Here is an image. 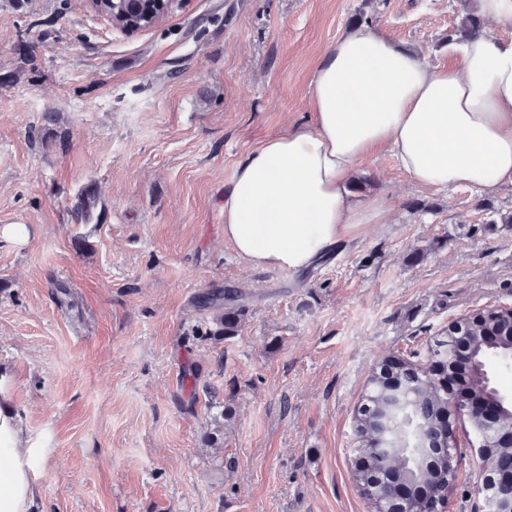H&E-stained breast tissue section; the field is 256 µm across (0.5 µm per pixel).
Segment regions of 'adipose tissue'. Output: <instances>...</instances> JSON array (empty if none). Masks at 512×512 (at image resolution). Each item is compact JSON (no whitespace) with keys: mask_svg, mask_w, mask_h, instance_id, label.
I'll list each match as a JSON object with an SVG mask.
<instances>
[{"mask_svg":"<svg viewBox=\"0 0 512 512\" xmlns=\"http://www.w3.org/2000/svg\"><path fill=\"white\" fill-rule=\"evenodd\" d=\"M311 124L263 140L224 189V237L247 263L301 271L390 204L355 182L390 151L424 189L512 185V39L463 43L437 67L366 27L347 30L310 80ZM35 455L10 407L0 406V512H29Z\"/></svg>","mask_w":512,"mask_h":512,"instance_id":"adipose-tissue-1","label":"adipose tissue"}]
</instances>
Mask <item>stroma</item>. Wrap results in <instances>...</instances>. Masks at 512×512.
Returning <instances> with one entry per match:
<instances>
[{
    "label": "stroma",
    "instance_id": "1",
    "mask_svg": "<svg viewBox=\"0 0 512 512\" xmlns=\"http://www.w3.org/2000/svg\"><path fill=\"white\" fill-rule=\"evenodd\" d=\"M360 9L456 64L462 0H182L134 36L86 0H0V399L35 452L31 512H370L352 470L372 373L435 369L449 322L512 306V224L493 221L512 186L423 190L386 150L358 180L388 218L311 273L225 239V185L311 123V74ZM233 287L247 319L218 341L197 301ZM455 436L443 510L481 512L467 417Z\"/></svg>",
    "mask_w": 512,
    "mask_h": 512
}]
</instances>
